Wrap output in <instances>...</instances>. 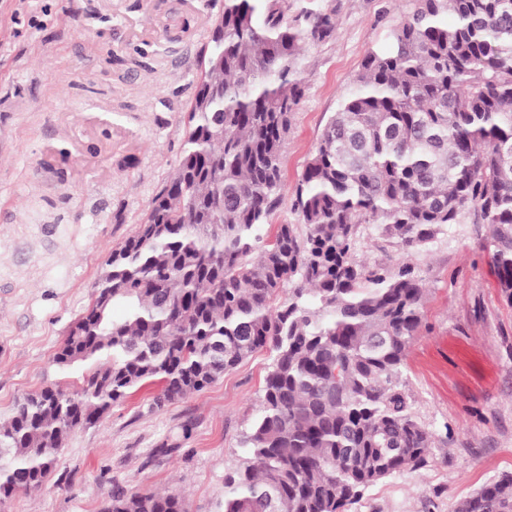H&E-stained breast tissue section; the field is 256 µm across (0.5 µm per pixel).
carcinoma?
<instances>
[{"instance_id": "carcinoma-1", "label": "carcinoma", "mask_w": 512, "mask_h": 512, "mask_svg": "<svg viewBox=\"0 0 512 512\" xmlns=\"http://www.w3.org/2000/svg\"><path fill=\"white\" fill-rule=\"evenodd\" d=\"M306 2L224 0L175 174L54 355L85 368L80 386L30 394L0 422V494L39 488L69 433L132 390L159 382L162 406L264 348L274 363L223 512H349L422 464L431 436L402 376L426 288L408 261L360 259V227L409 255L450 224L487 225L512 305V0H413L389 47L363 59L295 187L305 233L281 224L268 240L289 114L305 95L301 43L334 29L328 8ZM104 512L184 510L174 494L118 492ZM458 512H512V475Z\"/></svg>"}]
</instances>
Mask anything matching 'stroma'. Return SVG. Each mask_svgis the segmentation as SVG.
Wrapping results in <instances>:
<instances>
[{"mask_svg": "<svg viewBox=\"0 0 512 512\" xmlns=\"http://www.w3.org/2000/svg\"><path fill=\"white\" fill-rule=\"evenodd\" d=\"M325 5L335 29L302 45L305 96L290 115L270 238L299 223L294 187L330 117L413 2ZM223 11L224 0H0V421L29 393L79 386V371L53 357L106 258L177 167L210 49L201 22ZM411 259L426 296L403 382L431 443L420 468L370 486L350 512H457L512 475V305L497 287L488 227L452 225ZM271 363L268 350L255 352L161 407L157 384L133 390L95 426L74 429L44 485L0 512H103L116 491L168 492L186 512H223L224 478L247 456Z\"/></svg>", "mask_w": 512, "mask_h": 512, "instance_id": "1", "label": "stroma"}]
</instances>
